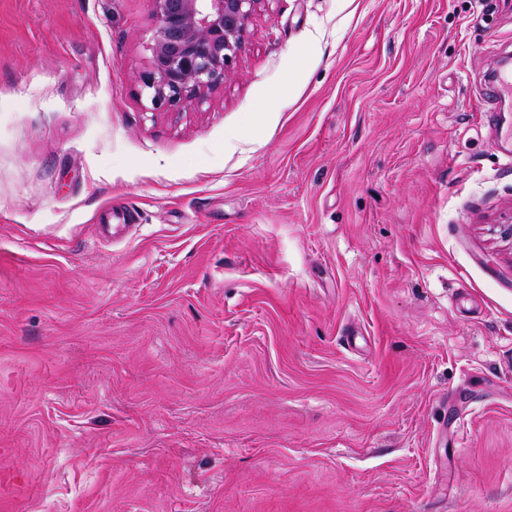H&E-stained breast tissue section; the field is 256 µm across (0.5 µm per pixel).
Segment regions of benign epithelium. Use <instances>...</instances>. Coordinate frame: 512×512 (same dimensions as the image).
<instances>
[{"instance_id": "7a95c632", "label": "benign epithelium", "mask_w": 512, "mask_h": 512, "mask_svg": "<svg viewBox=\"0 0 512 512\" xmlns=\"http://www.w3.org/2000/svg\"><path fill=\"white\" fill-rule=\"evenodd\" d=\"M265 0H151L157 32L140 82L152 110L178 109L224 86Z\"/></svg>"}]
</instances>
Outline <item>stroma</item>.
I'll return each mask as SVG.
<instances>
[{
    "label": "stroma",
    "mask_w": 512,
    "mask_h": 512,
    "mask_svg": "<svg viewBox=\"0 0 512 512\" xmlns=\"http://www.w3.org/2000/svg\"><path fill=\"white\" fill-rule=\"evenodd\" d=\"M156 28L0 0V512H512V0H267L159 112Z\"/></svg>",
    "instance_id": "obj_1"
}]
</instances>
